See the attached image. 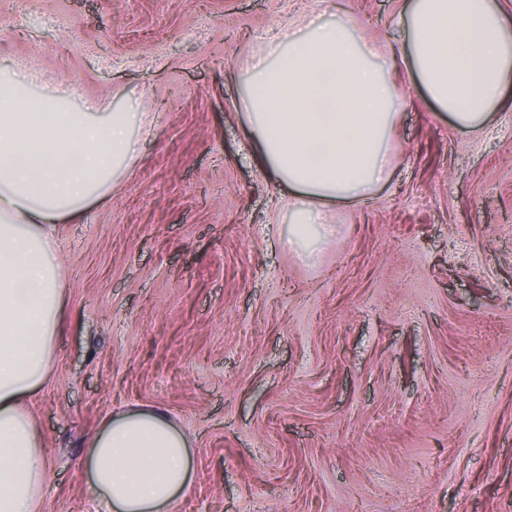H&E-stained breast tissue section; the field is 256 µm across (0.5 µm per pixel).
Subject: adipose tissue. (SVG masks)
<instances>
[{"label": "adipose tissue", "instance_id": "ef3b65f1", "mask_svg": "<svg viewBox=\"0 0 512 512\" xmlns=\"http://www.w3.org/2000/svg\"><path fill=\"white\" fill-rule=\"evenodd\" d=\"M317 3L304 31L246 67L241 98L262 166L292 192V248L334 235L327 205L367 200L390 180V137L407 103L400 71L477 136L512 88V15L499 0H405L402 47L388 56L347 8ZM132 121L0 69V512H42L48 474L29 403L53 373L66 305L55 229L82 221L134 164ZM187 448L162 411L111 417L88 454L103 512H160L188 481Z\"/></svg>", "mask_w": 512, "mask_h": 512}]
</instances>
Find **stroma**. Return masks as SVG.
<instances>
[{
  "instance_id": "stroma-1",
  "label": "stroma",
  "mask_w": 512,
  "mask_h": 512,
  "mask_svg": "<svg viewBox=\"0 0 512 512\" xmlns=\"http://www.w3.org/2000/svg\"><path fill=\"white\" fill-rule=\"evenodd\" d=\"M401 0H347L380 54ZM316 0H0V68L101 111L155 112L137 162L56 228L67 302L31 406L45 512H100L89 444L164 411L192 480L169 512H512V107L455 127L408 74L392 175L285 247L243 63Z\"/></svg>"
}]
</instances>
